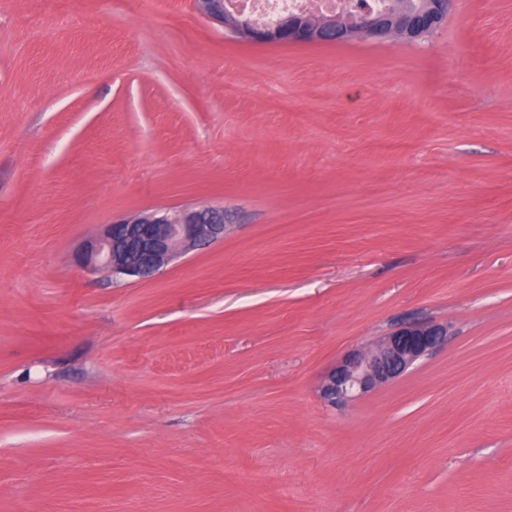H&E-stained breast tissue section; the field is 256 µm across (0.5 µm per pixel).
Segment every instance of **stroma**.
Segmentation results:
<instances>
[{"label": "stroma", "mask_w": 512, "mask_h": 512, "mask_svg": "<svg viewBox=\"0 0 512 512\" xmlns=\"http://www.w3.org/2000/svg\"><path fill=\"white\" fill-rule=\"evenodd\" d=\"M224 207L144 280L113 219ZM448 341L333 405L337 361ZM0 512H512V0L258 44L195 0H0ZM448 340V324L424 322L398 328L373 347L347 354L321 385L331 403L354 401L402 376Z\"/></svg>", "instance_id": "1"}]
</instances>
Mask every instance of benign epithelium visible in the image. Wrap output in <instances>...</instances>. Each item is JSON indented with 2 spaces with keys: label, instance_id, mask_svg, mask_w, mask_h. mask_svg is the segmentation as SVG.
<instances>
[{
  "label": "benign epithelium",
  "instance_id": "7a95c632",
  "mask_svg": "<svg viewBox=\"0 0 512 512\" xmlns=\"http://www.w3.org/2000/svg\"><path fill=\"white\" fill-rule=\"evenodd\" d=\"M198 9L232 34L257 43H340L356 39L417 41L432 33L452 7V0H429L410 15L361 12L347 15L310 13L299 22L282 17L267 26L242 17L229 0H196ZM224 208L199 205L133 214L107 225L78 255L90 274L143 280L188 251L224 237ZM448 340V324L424 322L401 327L373 347L346 355L321 385L331 403L354 401L402 376Z\"/></svg>",
  "mask_w": 512,
  "mask_h": 512
}]
</instances>
